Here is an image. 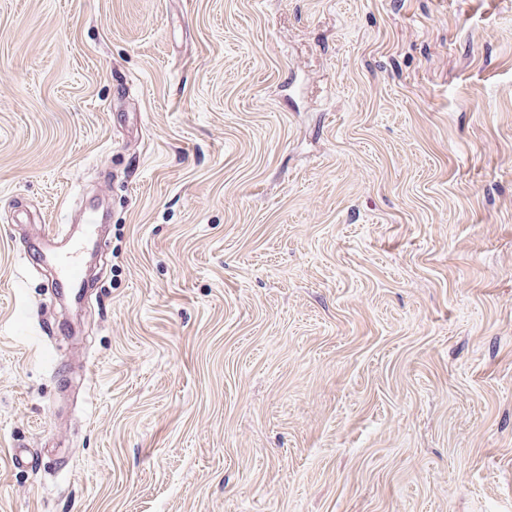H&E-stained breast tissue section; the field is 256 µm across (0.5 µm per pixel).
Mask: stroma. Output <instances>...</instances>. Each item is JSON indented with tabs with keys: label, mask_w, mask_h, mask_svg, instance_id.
<instances>
[{
	"label": "stroma",
	"mask_w": 512,
	"mask_h": 512,
	"mask_svg": "<svg viewBox=\"0 0 512 512\" xmlns=\"http://www.w3.org/2000/svg\"><path fill=\"white\" fill-rule=\"evenodd\" d=\"M0 512H512V0H0ZM95 220L90 217L87 220V234L82 241L74 244L73 251L69 256L56 257L50 254L46 257L51 266L57 270L56 282L60 288L80 289L83 285V270L78 261L77 254L84 247L94 248L98 242V226Z\"/></svg>",
	"instance_id": "1"
}]
</instances>
